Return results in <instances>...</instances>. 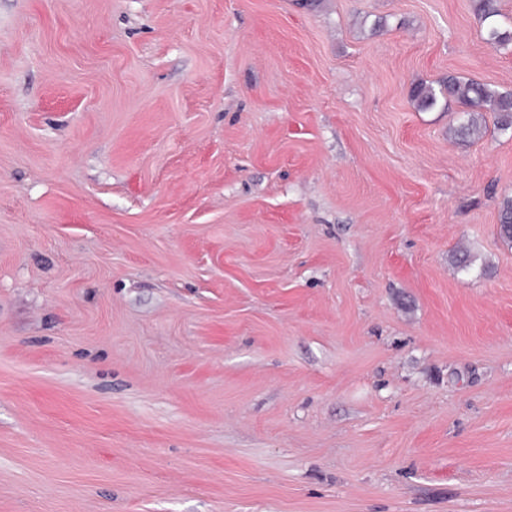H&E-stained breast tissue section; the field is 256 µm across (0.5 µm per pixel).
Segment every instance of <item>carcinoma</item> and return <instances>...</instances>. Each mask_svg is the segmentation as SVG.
I'll return each instance as SVG.
<instances>
[{"instance_id":"1","label":"carcinoma","mask_w":512,"mask_h":512,"mask_svg":"<svg viewBox=\"0 0 512 512\" xmlns=\"http://www.w3.org/2000/svg\"><path fill=\"white\" fill-rule=\"evenodd\" d=\"M475 11L485 23L486 43L503 49L512 45V28L499 22L496 0H475ZM409 98L420 110H430L450 101L463 106L466 118L454 129V135L462 140L482 137L485 112L494 114L501 129L512 128V92H501L475 79L450 75L435 85L419 82L411 88ZM499 235L512 241L511 199L500 209Z\"/></svg>"}]
</instances>
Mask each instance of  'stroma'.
Masks as SVG:
<instances>
[{
  "instance_id": "stroma-1",
  "label": "stroma",
  "mask_w": 512,
  "mask_h": 512,
  "mask_svg": "<svg viewBox=\"0 0 512 512\" xmlns=\"http://www.w3.org/2000/svg\"><path fill=\"white\" fill-rule=\"evenodd\" d=\"M483 30L0 0V512H512V129L409 99Z\"/></svg>"
}]
</instances>
